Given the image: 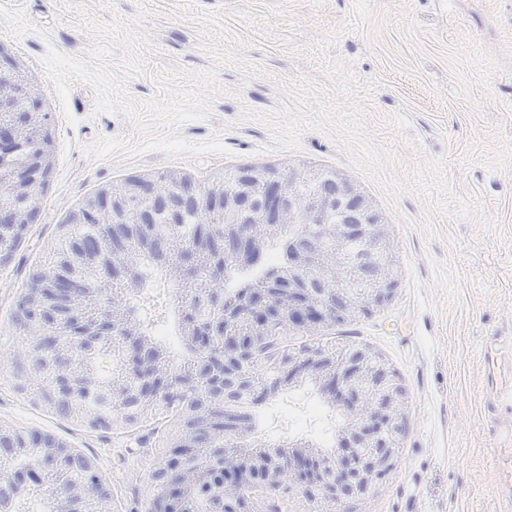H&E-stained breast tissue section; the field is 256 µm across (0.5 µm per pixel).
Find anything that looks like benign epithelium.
Wrapping results in <instances>:
<instances>
[{
  "label": "benign epithelium",
  "instance_id": "7a95c632",
  "mask_svg": "<svg viewBox=\"0 0 512 512\" xmlns=\"http://www.w3.org/2000/svg\"><path fill=\"white\" fill-rule=\"evenodd\" d=\"M35 88V82L26 72L10 62L0 61V114L19 111L14 96L18 89L24 90L30 101L24 118L14 128L8 142L0 146V168L5 161H10L8 173L0 174V185L3 186L0 190L1 201L7 198L9 191L22 194L30 188L36 193L40 192L51 174L47 115ZM181 184V180L170 176L164 179V189L160 190L154 182L135 179L119 189L99 193L87 201L83 209L87 222L108 227L102 249L95 261L86 259L81 248L73 245L32 274L21 296L20 307L33 312V315L23 319V325L29 333L27 360L29 373L43 378L40 391L45 403L53 402L58 391L51 378L38 367L44 337L53 336L59 355L69 362L77 359L83 362L90 355L77 345L71 325H66L64 329L44 327L38 324L34 312L54 307L64 320H69L71 296L80 291L87 270L94 262L110 276L116 271L126 272L133 261V251L123 246L122 241H144L149 236L145 211L138 205L139 200L145 196L167 197L169 223L178 224L182 206L179 194ZM260 184L273 188L270 202L274 218L270 220L264 215L251 213L239 221L237 233L245 237L249 244L256 245L266 239L272 223L317 224L323 228L326 236L336 242V249L309 254L305 265L311 272L333 281L342 278L350 267V258L342 248L345 231L340 224L324 222L331 208L329 201L316 196L298 195L296 178L292 174L285 176L274 170H246L238 177L236 189L232 193L224 191V181H215L200 189L203 195L200 210L211 215L210 223L222 224L224 218L248 208ZM28 223L27 211L15 212L11 223L0 225V239L21 236ZM297 279L298 274L290 270L284 278L288 287L275 290L273 309L278 326L284 328L295 325L291 316L297 311L313 313V319L302 324L306 329H314L335 319V289H330L328 297H312L304 289L293 287ZM392 291L393 278L389 269L373 284L345 289L353 303L366 311L388 302ZM249 318L248 334L224 331V367L229 368L239 360L247 364V368L240 372L242 393L255 403H262L271 399L272 394L297 382L302 374L309 373L321 379L334 403L345 408L351 415L353 423L341 429L340 439L345 442L352 437L364 451L356 457L353 468L334 472L331 453H323L298 441L254 451L239 445L240 434L226 432L224 499H242L246 489L258 487L253 476L259 469L266 474L267 481L263 488L269 491L288 493L297 490L320 502L336 504V485L355 475L360 482V496H365L384 476V472L376 470L368 461L372 441L382 430L392 428L393 424L403 418L402 395L394 376L384 371L381 360L367 349H361L349 361L339 363L334 356L317 348L281 358L276 364V380L272 383L270 367L263 358L269 320L264 318L259 309L249 312ZM181 335L189 345L200 339L199 326L189 313L182 320ZM174 374V367L155 350L146 356L132 350L113 353L112 383L109 385L110 411L124 412L127 384H140L149 391ZM66 398L75 415L92 427L109 428L116 421L110 415L103 418L91 412L75 391L69 392ZM202 430H214L204 415L189 420L173 446L174 454L179 456L175 460L174 481L183 491L207 479V471L194 463V440ZM39 451L44 461L53 464L59 457L68 454L71 448L63 442L47 438ZM76 492L85 501L86 512H107L106 494L98 483L85 482L76 488ZM148 512H176V508L173 499L155 491Z\"/></svg>",
  "mask_w": 512,
  "mask_h": 512
}]
</instances>
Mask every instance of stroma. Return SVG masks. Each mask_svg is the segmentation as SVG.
Wrapping results in <instances>:
<instances>
[{"instance_id": "35a3bbf8", "label": "stroma", "mask_w": 512, "mask_h": 512, "mask_svg": "<svg viewBox=\"0 0 512 512\" xmlns=\"http://www.w3.org/2000/svg\"><path fill=\"white\" fill-rule=\"evenodd\" d=\"M32 32L0 26V48L35 79L52 136L42 206L0 265V426L37 430L82 454L110 493L111 512H145L149 473L166 464L180 419L163 414L112 428L63 418L22 378L26 331L14 311L48 261L69 214L102 189L174 174L203 186L243 166L325 169L382 218L395 256L388 303L281 344L358 346L405 389V434L384 479L341 512H506L490 420L512 415V0H0ZM143 17L152 47L128 80L139 101L175 68L216 70L209 118L181 125L219 134L229 156H135V118L97 111L93 88L60 100L48 48L87 56L86 16ZM338 427L312 386L260 407L247 446L285 437L336 448Z\"/></svg>"}]
</instances>
